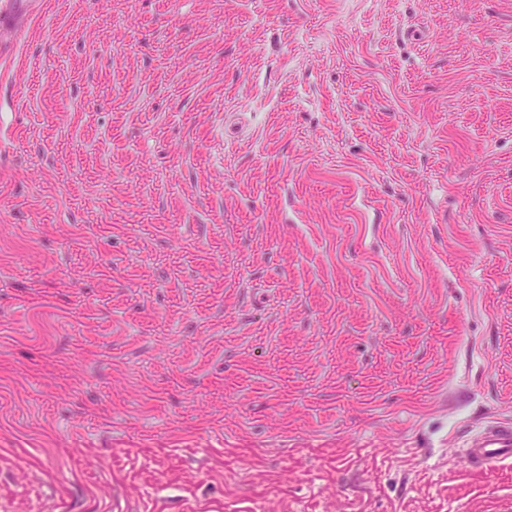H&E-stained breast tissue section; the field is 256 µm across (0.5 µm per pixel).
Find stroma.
I'll return each mask as SVG.
<instances>
[{"mask_svg":"<svg viewBox=\"0 0 512 512\" xmlns=\"http://www.w3.org/2000/svg\"><path fill=\"white\" fill-rule=\"evenodd\" d=\"M512 0H42L0 54V512H512ZM511 458L512 424H487L470 437L463 451V460L482 472H490Z\"/></svg>","mask_w":512,"mask_h":512,"instance_id":"35a3bbf8","label":"stroma"}]
</instances>
